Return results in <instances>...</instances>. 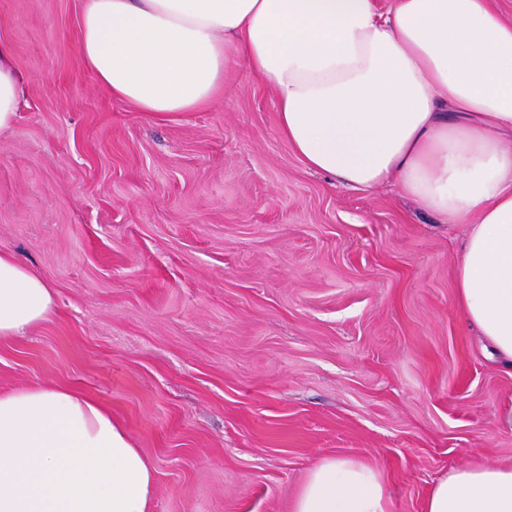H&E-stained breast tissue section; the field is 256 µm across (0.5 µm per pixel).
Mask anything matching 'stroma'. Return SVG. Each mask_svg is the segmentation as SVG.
Here are the masks:
<instances>
[{"label": "stroma", "instance_id": "1", "mask_svg": "<svg viewBox=\"0 0 512 512\" xmlns=\"http://www.w3.org/2000/svg\"><path fill=\"white\" fill-rule=\"evenodd\" d=\"M81 0H0L24 78L0 133V251L55 290L0 342V391L72 386L155 473L152 512H291L323 458L369 460L392 512L443 472L512 463V370L456 305L461 227L309 171L270 85L139 112L86 67Z\"/></svg>", "mask_w": 512, "mask_h": 512}]
</instances>
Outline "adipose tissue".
Instances as JSON below:
<instances>
[{
	"instance_id": "adipose-tissue-1",
	"label": "adipose tissue",
	"mask_w": 512,
	"mask_h": 512,
	"mask_svg": "<svg viewBox=\"0 0 512 512\" xmlns=\"http://www.w3.org/2000/svg\"><path fill=\"white\" fill-rule=\"evenodd\" d=\"M83 60L140 112H199L236 65L271 84L278 130L336 184H387L465 236L457 305L512 369V21L494 0H82ZM22 78L0 44V131ZM55 292L0 251V340L53 316ZM154 468L75 388L0 391V512H151ZM291 512H391L382 470L321 460ZM424 512H512V465H468Z\"/></svg>"
}]
</instances>
